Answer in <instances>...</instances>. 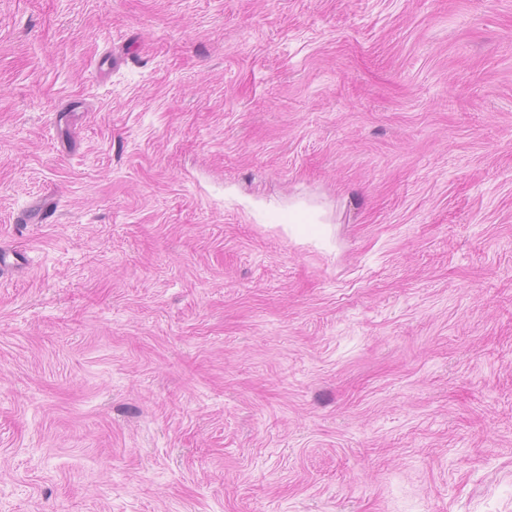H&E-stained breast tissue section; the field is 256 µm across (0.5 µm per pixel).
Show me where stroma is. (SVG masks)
Here are the masks:
<instances>
[{
    "mask_svg": "<svg viewBox=\"0 0 512 512\" xmlns=\"http://www.w3.org/2000/svg\"><path fill=\"white\" fill-rule=\"evenodd\" d=\"M2 251L0 512H512V0H0Z\"/></svg>",
    "mask_w": 512,
    "mask_h": 512,
    "instance_id": "obj_1",
    "label": "stroma"
}]
</instances>
